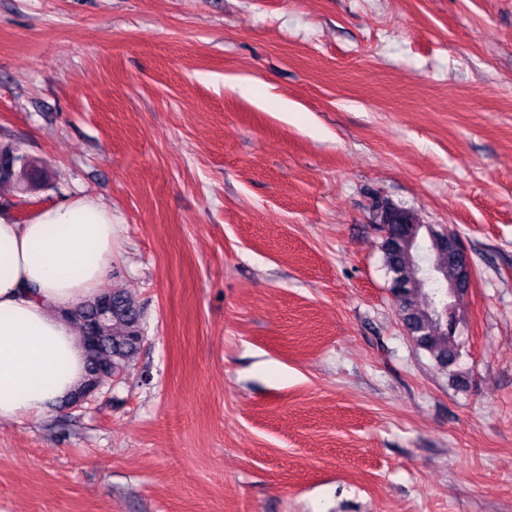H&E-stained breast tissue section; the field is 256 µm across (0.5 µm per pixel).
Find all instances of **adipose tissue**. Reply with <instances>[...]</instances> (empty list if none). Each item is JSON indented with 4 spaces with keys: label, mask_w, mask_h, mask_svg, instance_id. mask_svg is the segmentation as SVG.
Returning a JSON list of instances; mask_svg holds the SVG:
<instances>
[{
    "label": "adipose tissue",
    "mask_w": 512,
    "mask_h": 512,
    "mask_svg": "<svg viewBox=\"0 0 512 512\" xmlns=\"http://www.w3.org/2000/svg\"><path fill=\"white\" fill-rule=\"evenodd\" d=\"M114 232L111 209L85 197L25 224L0 213V424L58 409L83 382L66 314L110 276Z\"/></svg>",
    "instance_id": "obj_1"
}]
</instances>
